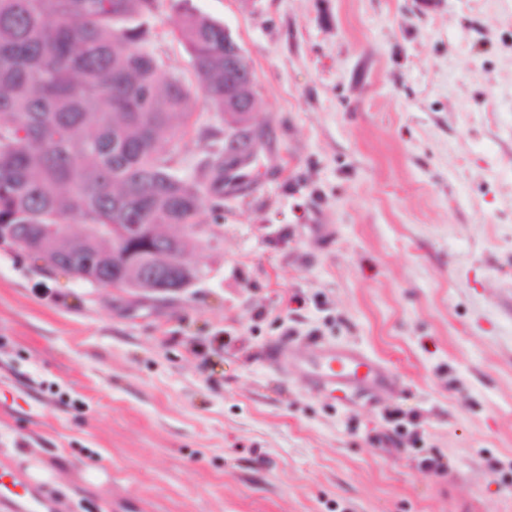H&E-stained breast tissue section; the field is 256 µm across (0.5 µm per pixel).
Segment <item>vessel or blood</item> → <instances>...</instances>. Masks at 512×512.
I'll return each mask as SVG.
<instances>
[{
  "instance_id": "vessel-or-blood-1",
  "label": "vessel or blood",
  "mask_w": 512,
  "mask_h": 512,
  "mask_svg": "<svg viewBox=\"0 0 512 512\" xmlns=\"http://www.w3.org/2000/svg\"><path fill=\"white\" fill-rule=\"evenodd\" d=\"M305 364L313 387L318 389L333 386L347 392L375 394L395 384L383 362L352 346H332L309 339ZM20 485L17 477L0 482V497L9 499L15 512H35L33 497L21 491Z\"/></svg>"
}]
</instances>
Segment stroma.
<instances>
[{
    "instance_id": "1",
    "label": "stroma",
    "mask_w": 512,
    "mask_h": 512,
    "mask_svg": "<svg viewBox=\"0 0 512 512\" xmlns=\"http://www.w3.org/2000/svg\"><path fill=\"white\" fill-rule=\"evenodd\" d=\"M185 10L255 74L256 186L178 292L0 247V473L57 512H512V0H161L193 86ZM289 330L395 388L312 390Z\"/></svg>"
}]
</instances>
